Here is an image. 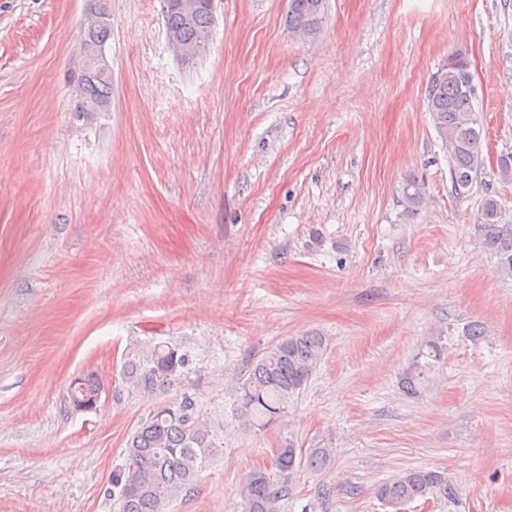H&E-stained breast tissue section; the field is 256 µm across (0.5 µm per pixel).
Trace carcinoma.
<instances>
[{
    "instance_id": "1",
    "label": "carcinoma",
    "mask_w": 512,
    "mask_h": 512,
    "mask_svg": "<svg viewBox=\"0 0 512 512\" xmlns=\"http://www.w3.org/2000/svg\"><path fill=\"white\" fill-rule=\"evenodd\" d=\"M322 8L323 0H289L288 27L316 33ZM163 11L167 36L175 37L189 57L199 55L211 40L214 25L207 0H163ZM91 24L89 19L82 23V37L96 45L110 39L112 29H93ZM87 64L88 59H82L76 71L74 108L111 105L112 77L85 75ZM475 101L469 63L457 53L452 63L432 74L426 107L439 140L448 149L452 191L459 199L471 194L485 163ZM402 194L406 214H415L423 201L420 184L414 179L406 181ZM474 223L483 250L497 259V271L512 276V223L492 192L482 197ZM444 349L439 336L425 342L401 378L405 394L421 392ZM325 350V337L319 334L281 339L238 383L239 416L250 426L261 428L283 417ZM188 363L187 354L179 348L157 343L129 353L122 376L133 390L152 395L172 386ZM215 449L212 430L200 417L194 397L185 394L176 404L157 408L130 436L124 463L112 472V500L118 512H166L173 498L193 488ZM329 456L328 448L304 454L291 442L275 449L271 468L255 469L246 478L242 491L246 512H282L298 472L322 469ZM437 494L451 501L458 488L444 474L427 469L408 470L374 489L375 497L395 510Z\"/></svg>"
}]
</instances>
